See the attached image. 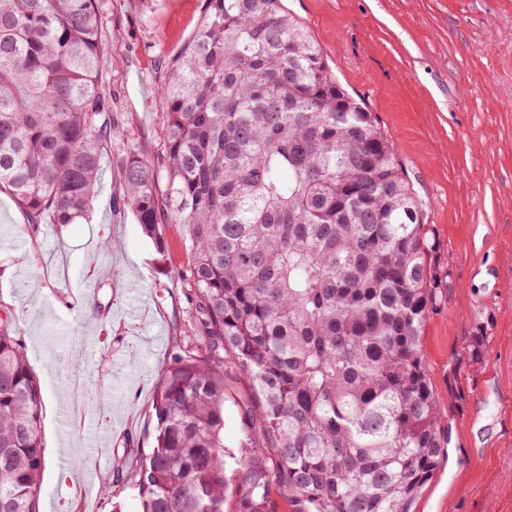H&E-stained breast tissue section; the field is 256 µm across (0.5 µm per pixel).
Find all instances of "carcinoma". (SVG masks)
<instances>
[{"mask_svg":"<svg viewBox=\"0 0 512 512\" xmlns=\"http://www.w3.org/2000/svg\"><path fill=\"white\" fill-rule=\"evenodd\" d=\"M97 0H0V191L28 223L79 224L123 134L99 82ZM167 214L184 226L183 335L158 375L150 452L110 498L141 512H410L444 440L421 336L443 301L439 242L364 99L281 0H204L160 65ZM122 194L160 252L157 177L134 151ZM247 384L224 445V371ZM43 394L0 323V512H39Z\"/></svg>","mask_w":512,"mask_h":512,"instance_id":"1","label":"carcinoma"}]
</instances>
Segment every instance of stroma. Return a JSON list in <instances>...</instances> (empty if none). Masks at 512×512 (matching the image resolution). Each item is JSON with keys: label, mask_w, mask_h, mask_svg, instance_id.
<instances>
[{"label": "stroma", "mask_w": 512, "mask_h": 512, "mask_svg": "<svg viewBox=\"0 0 512 512\" xmlns=\"http://www.w3.org/2000/svg\"><path fill=\"white\" fill-rule=\"evenodd\" d=\"M282 4L375 113L449 274L421 340L447 444L411 512H512V0ZM98 8L99 79L125 135L102 153L89 219L34 228L0 193V319H13L44 397L40 512H112L111 499L89 502L86 478L109 481L127 449L152 447L156 378L189 309L182 225L163 224L158 252L113 198L127 149L166 177L160 63L192 37L202 0ZM87 279L98 294L74 297ZM133 281L149 299L125 292Z\"/></svg>", "instance_id": "obj_1"}]
</instances>
